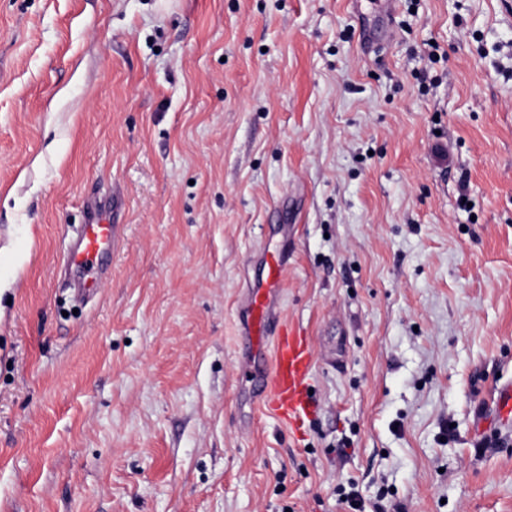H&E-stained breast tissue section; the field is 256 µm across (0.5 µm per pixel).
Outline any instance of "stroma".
I'll use <instances>...</instances> for the list:
<instances>
[{"instance_id": "35a3bbf8", "label": "stroma", "mask_w": 512, "mask_h": 512, "mask_svg": "<svg viewBox=\"0 0 512 512\" xmlns=\"http://www.w3.org/2000/svg\"><path fill=\"white\" fill-rule=\"evenodd\" d=\"M273 224L298 434L240 379ZM508 383L512 0H0V512H512ZM120 229L121 224H112V211L107 209L100 210L82 225L79 239L69 252L68 266L80 279L83 291L96 289L95 265L102 268L100 259L115 249Z\"/></svg>"}]
</instances>
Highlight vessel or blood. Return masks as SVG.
Returning <instances> with one entry per match:
<instances>
[{
    "label": "vessel or blood",
    "instance_id": "b4317fda",
    "mask_svg": "<svg viewBox=\"0 0 512 512\" xmlns=\"http://www.w3.org/2000/svg\"><path fill=\"white\" fill-rule=\"evenodd\" d=\"M120 234L110 210L103 209L82 225L68 255V266L82 290L97 287L94 275L100 260L114 250ZM287 256L283 249H265L261 275L250 278L238 306L241 344L258 358H270L269 369L243 368L242 377L253 394L284 423L302 430L313 412L310 375L315 357L312 337L288 324L282 316L283 277Z\"/></svg>",
    "mask_w": 512,
    "mask_h": 512
}]
</instances>
